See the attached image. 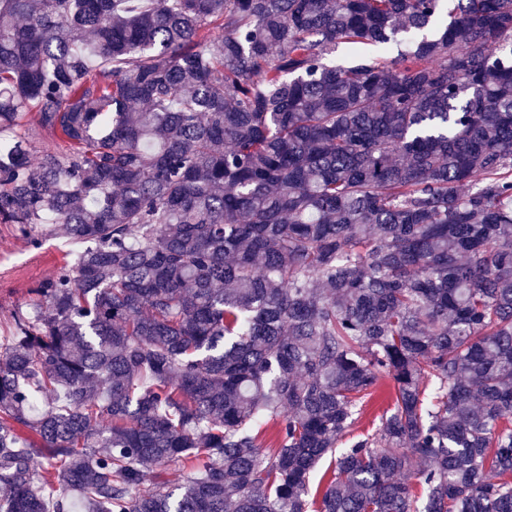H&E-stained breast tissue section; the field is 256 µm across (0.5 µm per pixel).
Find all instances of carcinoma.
Wrapping results in <instances>:
<instances>
[{"instance_id":"1","label":"carcinoma","mask_w":512,"mask_h":512,"mask_svg":"<svg viewBox=\"0 0 512 512\" xmlns=\"http://www.w3.org/2000/svg\"><path fill=\"white\" fill-rule=\"evenodd\" d=\"M0 143V512H512V0H0ZM0 224V344L11 335L12 314L29 310L36 296L30 290L56 273L79 246L61 234L33 246L10 226ZM393 386V382L391 379L386 378L384 380L383 386H382V392L380 396L376 397L375 400H373L371 403H369L367 410L362 415V417L358 420V422L355 424V426L351 429V434L347 435L346 438L343 440V442H346L349 438H351L353 435H357L361 433L364 429H367L371 427L370 422L374 419V417L379 414V408L382 403V398L384 396V392L389 391Z\"/></svg>"}]
</instances>
